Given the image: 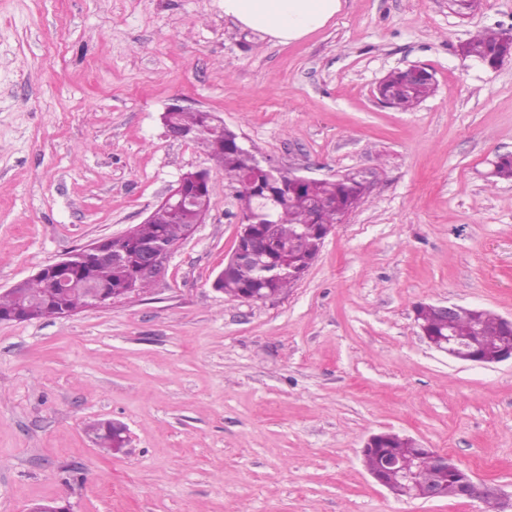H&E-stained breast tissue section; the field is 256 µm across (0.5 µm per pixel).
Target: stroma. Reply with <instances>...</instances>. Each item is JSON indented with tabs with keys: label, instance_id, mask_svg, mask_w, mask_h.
<instances>
[{
	"label": "stroma",
	"instance_id": "1",
	"mask_svg": "<svg viewBox=\"0 0 512 512\" xmlns=\"http://www.w3.org/2000/svg\"><path fill=\"white\" fill-rule=\"evenodd\" d=\"M512 27V0H344L287 45L223 0H0V293L76 248L143 223L189 171L212 204L143 294L0 321V512H485L398 499L362 448L392 431L512 493V361L430 348L420 302L512 319V60L461 53ZM436 89L402 112L375 87L412 65ZM178 104L312 179L377 172L306 275L263 302L213 287L241 230L240 187L170 138ZM126 425L124 452L93 421Z\"/></svg>",
	"mask_w": 512,
	"mask_h": 512
}]
</instances>
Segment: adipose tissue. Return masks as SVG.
<instances>
[{
    "label": "adipose tissue",
    "instance_id": "1",
    "mask_svg": "<svg viewBox=\"0 0 512 512\" xmlns=\"http://www.w3.org/2000/svg\"><path fill=\"white\" fill-rule=\"evenodd\" d=\"M342 0H224V15L268 41L288 44L322 28Z\"/></svg>",
    "mask_w": 512,
    "mask_h": 512
}]
</instances>
